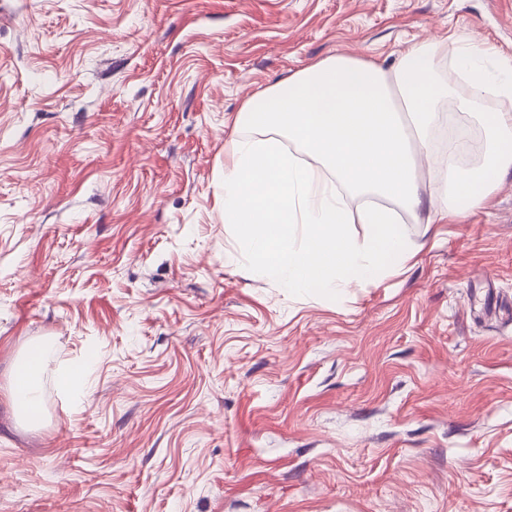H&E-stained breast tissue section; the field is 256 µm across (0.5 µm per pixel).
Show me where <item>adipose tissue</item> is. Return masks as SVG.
<instances>
[{
  "label": "adipose tissue",
  "mask_w": 512,
  "mask_h": 512,
  "mask_svg": "<svg viewBox=\"0 0 512 512\" xmlns=\"http://www.w3.org/2000/svg\"><path fill=\"white\" fill-rule=\"evenodd\" d=\"M469 85L457 90L458 79ZM501 108H484L487 96ZM478 114L486 135L480 165L456 163L449 142L442 178L429 194L416 179V159L431 145L444 104ZM237 124L286 133L280 140L240 139L224 169V221L231 224L254 269L276 276L289 292L332 296L370 281L407 252L405 220L430 206L439 222L460 218L489 196L512 169V57L479 47L466 33L428 38L408 47L390 68L339 53L313 62L248 99ZM328 166L326 180L313 160ZM360 195L348 211L339 189ZM367 225L363 241L347 224ZM44 356L31 347L14 364L10 401L20 420L37 423L42 410Z\"/></svg>",
  "instance_id": "obj_1"
}]
</instances>
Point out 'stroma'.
<instances>
[{"mask_svg": "<svg viewBox=\"0 0 512 512\" xmlns=\"http://www.w3.org/2000/svg\"><path fill=\"white\" fill-rule=\"evenodd\" d=\"M462 30L511 57L512 0H0V512H512V171L333 297L224 222L252 95ZM44 356L38 346H32L14 363L10 376V401L21 421L39 422L42 410L41 367Z\"/></svg>", "mask_w": 512, "mask_h": 512, "instance_id": "35a3bbf8", "label": "stroma"}]
</instances>
